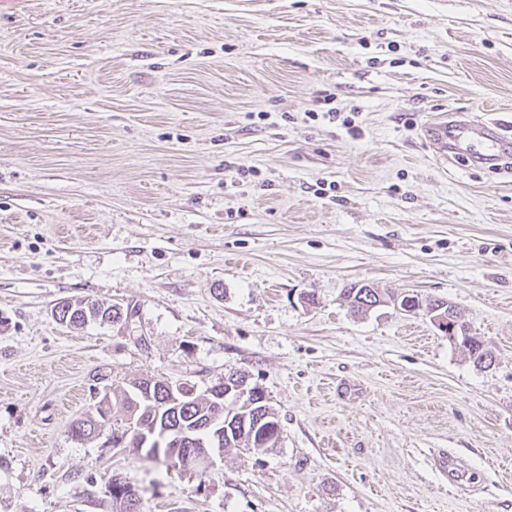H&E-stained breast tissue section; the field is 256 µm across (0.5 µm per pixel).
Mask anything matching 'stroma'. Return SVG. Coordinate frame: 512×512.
<instances>
[{
	"mask_svg": "<svg viewBox=\"0 0 512 512\" xmlns=\"http://www.w3.org/2000/svg\"><path fill=\"white\" fill-rule=\"evenodd\" d=\"M450 111L512 124V0L0 13V512H115V478L143 512H512V171L436 164ZM358 282L448 301L494 363L425 313L350 315ZM88 298L147 349L55 318ZM230 369L278 416L265 452L154 471L71 436L106 388Z\"/></svg>",
	"mask_w": 512,
	"mask_h": 512,
	"instance_id": "35a3bbf8",
	"label": "stroma"
}]
</instances>
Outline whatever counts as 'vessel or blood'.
I'll use <instances>...</instances> for the list:
<instances>
[{"label": "vessel or blood", "instance_id": "vessel-or-blood-1", "mask_svg": "<svg viewBox=\"0 0 512 512\" xmlns=\"http://www.w3.org/2000/svg\"><path fill=\"white\" fill-rule=\"evenodd\" d=\"M496 119L482 122L462 112L443 113L424 128V144L436 161L447 163L459 153H468L472 161L498 160L512 145L500 135Z\"/></svg>", "mask_w": 512, "mask_h": 512}]
</instances>
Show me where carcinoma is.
<instances>
[{
    "instance_id": "cac0c4a2",
    "label": "carcinoma",
    "mask_w": 512,
    "mask_h": 512,
    "mask_svg": "<svg viewBox=\"0 0 512 512\" xmlns=\"http://www.w3.org/2000/svg\"><path fill=\"white\" fill-rule=\"evenodd\" d=\"M387 296L389 291L374 290H345L344 298L352 314L360 313L362 302L368 300L370 292ZM58 321L73 327H81L87 322L99 321L102 324L112 323L129 325L133 313L115 305H107L98 300H81L71 303L60 301L55 306ZM236 372L229 370L224 377L210 385L216 392L214 396H195L183 402L179 407L164 401L166 389L157 375L146 374L130 382L126 387H113L103 392L89 412L75 418L70 426V432L76 440L92 438L94 424L112 423V446L131 448L134 451L148 450L150 444H142L141 438L131 430V425H141L146 432L164 430H183L188 434L189 441L182 444L184 450L176 458L171 459L166 452L153 458L181 471L194 468L203 458L204 448L196 440L205 436L212 427L225 424L227 421L246 420V432L261 431L268 421H260L263 413L257 408L246 409L244 405H234L232 398L220 400L218 396L226 393L228 387L239 382ZM109 493L113 501L120 502L118 512H141V496L128 483L114 478L110 484Z\"/></svg>"
}]
</instances>
